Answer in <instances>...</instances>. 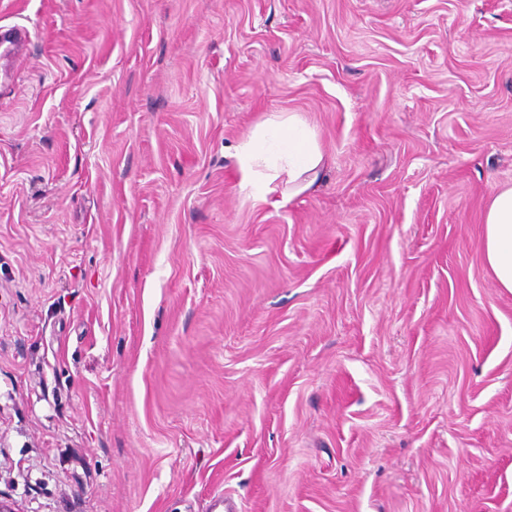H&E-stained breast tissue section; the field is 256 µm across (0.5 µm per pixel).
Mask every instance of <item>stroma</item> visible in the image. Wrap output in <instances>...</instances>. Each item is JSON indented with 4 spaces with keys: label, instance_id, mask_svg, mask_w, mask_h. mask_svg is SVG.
I'll list each match as a JSON object with an SVG mask.
<instances>
[{
    "label": "stroma",
    "instance_id": "35a3bbf8",
    "mask_svg": "<svg viewBox=\"0 0 512 512\" xmlns=\"http://www.w3.org/2000/svg\"><path fill=\"white\" fill-rule=\"evenodd\" d=\"M0 497L512 512V0H0ZM294 112L324 167L253 199ZM27 41L28 33L23 28L11 27L1 31L0 46L7 44L6 54L11 61L17 60L23 55ZM234 157L240 185L258 200H266L276 182L288 185L282 193L288 200L309 190L324 163L312 131L290 113L270 114L258 122L236 146ZM486 267L498 288L512 293V185L489 199L481 237Z\"/></svg>",
    "mask_w": 512,
    "mask_h": 512
}]
</instances>
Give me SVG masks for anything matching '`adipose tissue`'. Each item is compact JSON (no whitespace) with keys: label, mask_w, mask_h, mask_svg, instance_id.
I'll use <instances>...</instances> for the list:
<instances>
[{"label":"adipose tissue","mask_w":512,"mask_h":512,"mask_svg":"<svg viewBox=\"0 0 512 512\" xmlns=\"http://www.w3.org/2000/svg\"><path fill=\"white\" fill-rule=\"evenodd\" d=\"M240 184L258 200L266 199L277 182L285 198L309 190L317 180L324 155L312 131L294 114L274 113L258 122L235 148ZM486 267L498 287L512 293V185L489 199L481 237Z\"/></svg>","instance_id":"ef3b65f1"}]
</instances>
